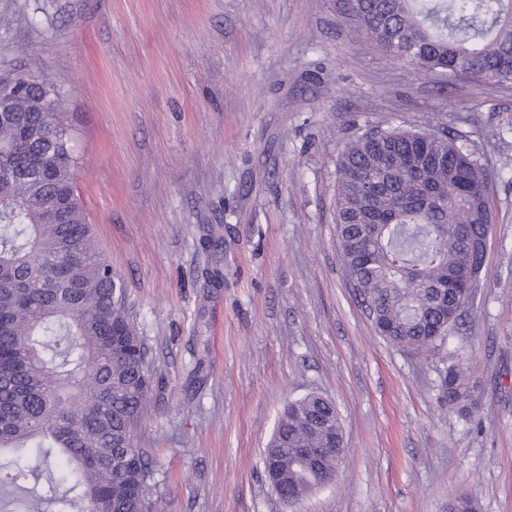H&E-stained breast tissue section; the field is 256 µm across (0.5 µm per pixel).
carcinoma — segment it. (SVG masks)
Wrapping results in <instances>:
<instances>
[{
  "label": "carcinoma",
  "instance_id": "cac0c4a2",
  "mask_svg": "<svg viewBox=\"0 0 512 512\" xmlns=\"http://www.w3.org/2000/svg\"><path fill=\"white\" fill-rule=\"evenodd\" d=\"M358 31L420 74L512 83V0H348ZM0 512H151L135 442L151 368L124 279L99 249L74 182L73 118L32 70L0 80ZM340 256L392 345L428 352L460 318L465 265L479 274L489 174L456 136L362 134L337 161ZM440 402L473 408L467 372H440ZM335 404L288 402L263 465L274 491L306 498L336 459L298 464Z\"/></svg>",
  "mask_w": 512,
  "mask_h": 512
}]
</instances>
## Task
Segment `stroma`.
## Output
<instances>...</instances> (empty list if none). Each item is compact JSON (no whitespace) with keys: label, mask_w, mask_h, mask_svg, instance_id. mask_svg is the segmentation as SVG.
I'll list each match as a JSON object with an SVG mask.
<instances>
[{"label":"stroma","mask_w":512,"mask_h":512,"mask_svg":"<svg viewBox=\"0 0 512 512\" xmlns=\"http://www.w3.org/2000/svg\"><path fill=\"white\" fill-rule=\"evenodd\" d=\"M31 66L79 117L75 185L147 349L152 512H512V83L389 60L347 0H0V78ZM371 126L458 133L491 175L478 287L428 355L375 332L340 257L336 161ZM451 363L472 417L438 400ZM312 392L346 453L290 507L262 456Z\"/></svg>","instance_id":"1"}]
</instances>
